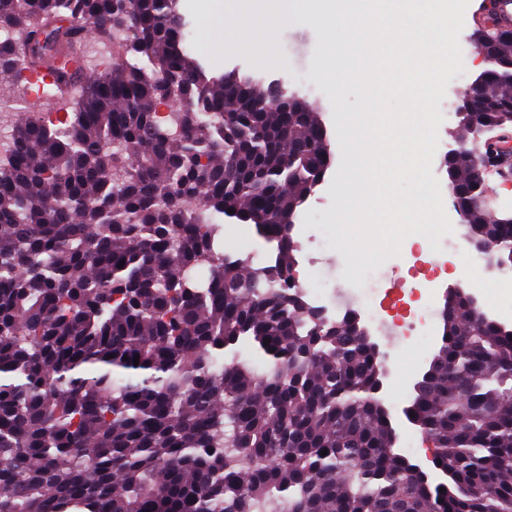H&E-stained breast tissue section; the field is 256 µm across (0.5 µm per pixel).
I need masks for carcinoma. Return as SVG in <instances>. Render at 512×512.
<instances>
[{
  "label": "carcinoma",
  "instance_id": "cac0c4a2",
  "mask_svg": "<svg viewBox=\"0 0 512 512\" xmlns=\"http://www.w3.org/2000/svg\"><path fill=\"white\" fill-rule=\"evenodd\" d=\"M76 21L148 67L98 69ZM2 32L0 86L46 67L74 110L58 130L0 96V512H512V329L443 307L405 408L433 485L395 450L377 343L292 285L293 221L331 164L318 113L207 77L176 0H0ZM488 35L503 67L456 113L487 157L512 128V32ZM470 159L463 203L486 192ZM226 219L272 262L224 253ZM464 226L512 265V215Z\"/></svg>",
  "mask_w": 512,
  "mask_h": 512
}]
</instances>
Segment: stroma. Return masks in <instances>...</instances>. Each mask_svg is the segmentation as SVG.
<instances>
[{
	"instance_id": "35a3bbf8",
	"label": "stroma",
	"mask_w": 512,
	"mask_h": 512,
	"mask_svg": "<svg viewBox=\"0 0 512 512\" xmlns=\"http://www.w3.org/2000/svg\"><path fill=\"white\" fill-rule=\"evenodd\" d=\"M179 12L185 22V32L193 44L192 53L202 59L213 74H221L233 69L259 79L263 87L281 86L299 94L313 111L319 112L334 142L331 146L333 161L323 181L308 197L296 217L297 223L308 225L315 240L303 244L295 253L298 272L307 276L311 288L322 295H330L339 288L361 287L363 291L381 286L396 288L410 287L426 280L428 271H438V287L433 299L434 308H441L445 293L450 285L458 280L457 269L471 250L466 245L465 229L459 214H451L454 225L453 236L459 250L457 253L439 252L434 262L415 259L409 250H401L399 256L387 260L377 269L364 271L360 278H353L356 261L348 259L344 251L338 250L339 235L333 219L339 213L336 187L339 179L337 169L348 166V159L342 156L335 139L338 114L329 95L341 92L348 109L358 108L361 96L353 91L341 89L339 81L326 76L320 69L318 60L326 43V32L314 21L299 18L281 28L276 41L264 57H256L245 48L220 47L221 38L230 31L221 24L217 14L216 0H179ZM483 18L480 0H471L464 15V27L459 42L463 53V72L455 74L449 81L446 96L439 103L443 122L439 127V143L432 161V171L440 184L448 179L441 161L449 144L461 141L465 150H474L470 138L464 137L457 126L455 116L458 94L470 85L479 71L473 65L474 58L481 51L472 41L471 35ZM475 294L484 299L490 308L512 309V270L500 268L486 269L477 276ZM433 341L420 340L410 345L401 344L396 337L376 335L380 351L386 355L399 357L400 366L388 369L384 379L383 396L389 408L392 425L396 431L399 450L408 454L412 463L420 465L429 473L432 482H440L443 475L432 463L431 454L422 453L424 435L420 428L408 422L404 408L414 395V384L435 353L437 338L442 334L441 321L432 323Z\"/></svg>"
}]
</instances>
